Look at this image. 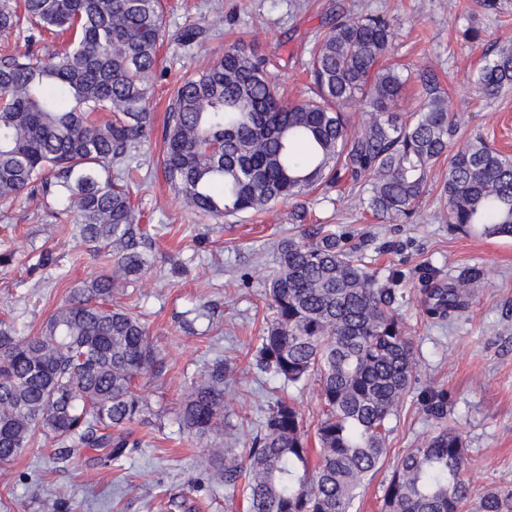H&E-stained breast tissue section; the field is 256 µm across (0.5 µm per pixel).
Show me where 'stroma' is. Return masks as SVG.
I'll return each instance as SVG.
<instances>
[{"instance_id": "stroma-1", "label": "stroma", "mask_w": 512, "mask_h": 512, "mask_svg": "<svg viewBox=\"0 0 512 512\" xmlns=\"http://www.w3.org/2000/svg\"><path fill=\"white\" fill-rule=\"evenodd\" d=\"M497 13L477 0H162L158 69L149 110L153 130L131 150L138 165L132 203L147 228L149 264L112 297L147 330L155 362L138 380L147 405L127 424L122 455L105 448L65 453L52 436L37 432L14 462L0 465V512H246L240 488L225 485L200 460L212 449L246 456L270 405L291 399L307 428L321 414L314 380L288 385L266 370L259 339L273 311L253 273L273 262L276 244L320 226L358 243L381 282L396 281L404 328L419 357L416 383L393 416L390 452L367 480L353 512H380L387 482L408 448L446 424L463 437L469 467L464 477L475 495L512 486V237L486 238L453 229L440 190L447 165H439L410 223L366 214L358 192L305 198L304 222L292 204L262 214L217 221L185 206L169 187L161 164V134L175 88L231 45L254 46L273 62L280 91L306 98L309 51L336 13L382 14L394 29L385 63H404L411 77L398 103L418 108V73L434 72L456 118L455 144L479 135L512 155V91L478 93L474 75L486 48L512 40V0ZM481 43L462 36L468 25ZM199 28L190 42L184 29ZM0 320L23 335L46 319L84 281L110 267L106 251L82 244L73 225L57 222L40 194L23 193L0 205ZM467 278L468 306L451 318H429L422 291ZM223 360L228 428L207 439L183 427L179 411L192 380ZM442 392L443 420L431 416L425 390Z\"/></svg>"}]
</instances>
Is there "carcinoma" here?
I'll list each match as a JSON object with an SVG mask.
<instances>
[{
	"mask_svg": "<svg viewBox=\"0 0 512 512\" xmlns=\"http://www.w3.org/2000/svg\"><path fill=\"white\" fill-rule=\"evenodd\" d=\"M161 0H0V35L71 33L44 60L29 51L0 58V202L42 189L81 241L117 247L110 268L71 292L34 336L0 321V465L38 431L76 449L110 448L111 429L140 418L136 379L153 362L139 319L112 294L141 273L146 237L128 191L130 151L147 138V105L162 30ZM391 22L336 14L310 60L313 96L289 102L266 59L232 46L177 87L163 129V168L190 209L222 219L260 213L317 191H359L377 219L406 222L431 172L448 157L441 196L448 223L485 237L512 236V156L476 137L448 155L456 132L448 94L419 74V108L398 101L404 70L386 65ZM475 83L487 96L512 90V41L482 59ZM372 107L359 130L346 109ZM274 317L259 353L274 377L317 380L324 407L314 436L291 402L278 399L244 461L233 449L202 458L224 465V484L245 480L248 512H351L365 480L388 454L390 421L415 381L419 360L396 308L402 293L380 284L361 249L330 230L279 241L274 267L256 271ZM467 288H429L425 312L447 318ZM198 438L224 424V366L196 378L182 408ZM461 434L446 425L408 449L380 512H464L472 489ZM478 512H512V488L480 496Z\"/></svg>",
	"mask_w": 512,
	"mask_h": 512,
	"instance_id": "obj_1",
	"label": "carcinoma"
}]
</instances>
